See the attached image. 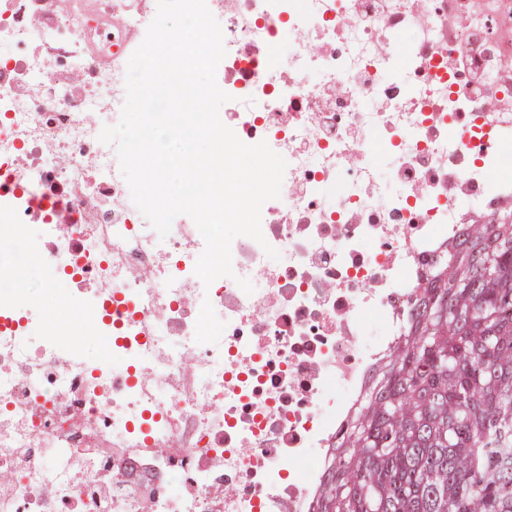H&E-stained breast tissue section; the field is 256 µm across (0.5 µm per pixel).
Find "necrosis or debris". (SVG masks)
Masks as SVG:
<instances>
[{
  "instance_id": "necrosis-or-debris-1",
  "label": "necrosis or debris",
  "mask_w": 512,
  "mask_h": 512,
  "mask_svg": "<svg viewBox=\"0 0 512 512\" xmlns=\"http://www.w3.org/2000/svg\"><path fill=\"white\" fill-rule=\"evenodd\" d=\"M206 4L222 122L287 162L208 286L194 221L160 237L98 139L129 57L88 47L157 0H0V512H315L418 285L512 211V0Z\"/></svg>"
}]
</instances>
